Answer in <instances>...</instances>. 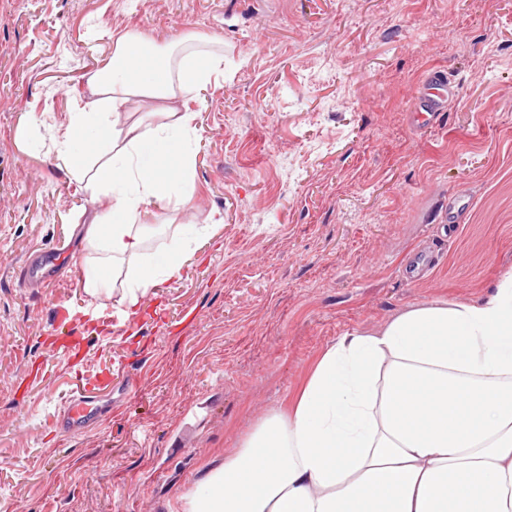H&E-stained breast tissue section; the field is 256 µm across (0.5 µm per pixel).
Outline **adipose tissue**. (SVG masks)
Returning <instances> with one entry per match:
<instances>
[{"label": "adipose tissue", "instance_id": "obj_1", "mask_svg": "<svg viewBox=\"0 0 512 512\" xmlns=\"http://www.w3.org/2000/svg\"><path fill=\"white\" fill-rule=\"evenodd\" d=\"M188 43L113 34L90 100L59 136L57 159L79 189L110 199L84 228L85 291L111 297L112 265L126 262L119 303L129 313L185 257L176 239L157 261L139 259L146 206L176 211L191 200L198 129L176 103L224 66L212 52L175 59ZM140 100L160 104L167 122L117 130L110 114ZM180 503L181 512H512V275L483 303L413 307L340 337L292 409L207 466Z\"/></svg>", "mask_w": 512, "mask_h": 512}]
</instances>
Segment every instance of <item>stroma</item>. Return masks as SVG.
<instances>
[{
    "instance_id": "35a3bbf8",
    "label": "stroma",
    "mask_w": 512,
    "mask_h": 512,
    "mask_svg": "<svg viewBox=\"0 0 512 512\" xmlns=\"http://www.w3.org/2000/svg\"><path fill=\"white\" fill-rule=\"evenodd\" d=\"M129 30L216 42L224 72L179 103L193 197L149 206L143 258L210 236L107 324L71 233L109 199L58 167L54 134ZM434 70L458 91L418 127ZM37 248L71 264L47 288L23 285ZM509 273L512 0H0V512H179L340 336L482 302ZM64 319L84 354L50 353ZM80 373L111 378L112 417L68 434Z\"/></svg>"
}]
</instances>
